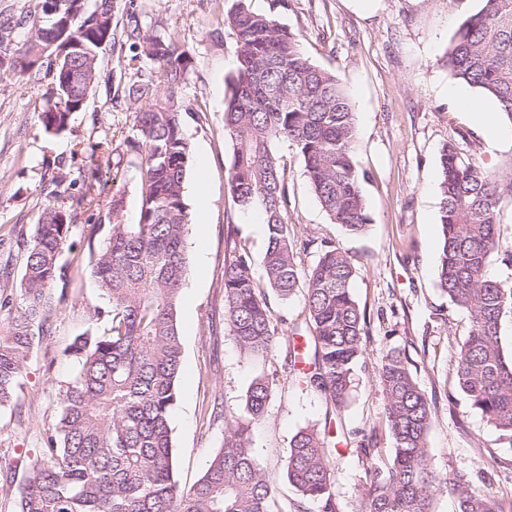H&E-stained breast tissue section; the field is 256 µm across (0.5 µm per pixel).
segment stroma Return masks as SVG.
Instances as JSON below:
<instances>
[{"label": "stroma", "instance_id": "stroma-1", "mask_svg": "<svg viewBox=\"0 0 512 512\" xmlns=\"http://www.w3.org/2000/svg\"><path fill=\"white\" fill-rule=\"evenodd\" d=\"M234 0H114L115 38L99 56L104 82L90 91L82 111L62 131H48L37 111L55 97V86L32 72L0 73V294L18 295L22 241L30 239L49 204L50 180L66 172L79 194L93 175L99 193L78 209L61 261L68 264V298L36 340L19 381L14 404L0 410V512H16L4 485L21 482L35 451L56 421L59 393L73 367L65 350L84 332H100L104 306L89 270L74 265L86 249L88 225L106 220L113 196H121L122 222L140 216L138 154L126 139L133 109L121 92L133 79L127 63L143 39L176 34L190 58L179 97L182 130L191 148L184 184L188 209L205 192L206 221L190 224L187 271L177 310L183 371L170 426L180 487L190 488L224 443L225 425L245 413L247 390L260 374L276 385L263 417L251 427V451L283 508L296 493L285 479L289 442L301 428L323 427L327 405L302 389L289 368L288 345L302 324L300 298H271L279 319L275 350L264 358L240 349L224 327V258L234 247L252 254L255 280H262L266 232L255 210L234 205L229 173L233 146L224 136L228 81L236 68V38L224 15ZM255 13L274 15L301 37L305 54L345 86L357 116L355 159L364 172L362 192L372 222L358 236L330 223L318 204L300 157L289 144L275 150L285 166L288 222L298 260L308 268L323 243L346 253L356 275L353 294L366 313L363 355L341 422L348 435L332 460L337 512H359L366 469L389 467L393 440L379 379L382 358L406 356L434 411L428 449L436 470L512 504V443L499 439L457 387L452 354L466 339L470 321L437 286L440 243L438 172L446 144L477 169L512 176V126L498 141L485 139L477 120L456 106L449 89L474 95L445 64L448 45L479 0H246ZM373 437L372 459L358 456L359 436Z\"/></svg>", "mask_w": 512, "mask_h": 512}]
</instances>
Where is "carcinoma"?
<instances>
[{"label": "carcinoma", "instance_id": "1", "mask_svg": "<svg viewBox=\"0 0 512 512\" xmlns=\"http://www.w3.org/2000/svg\"><path fill=\"white\" fill-rule=\"evenodd\" d=\"M480 2L457 29L445 63L456 79L494 100L512 123V0ZM45 3L38 0L25 20L0 17V68L26 74L46 66L57 101L44 106L39 118L45 129L60 130L98 83L99 52L114 36L113 0H94L91 9L86 0H55L54 15ZM224 23L237 45L224 109V131L233 144L231 194L242 209L260 208L267 226L265 287L252 277L249 251L224 259V324L242 350L264 357L278 339L269 295L301 297L314 351L294 353L307 365L297 372L298 382L323 395L338 418L363 355L365 315L351 288L355 269L334 245L324 246L311 268L300 267L288 227L285 169L274 146L296 149L330 223L360 235L372 219L355 161L356 114L339 79L311 62L299 35L274 16L236 0ZM25 25L26 38L14 40L15 29ZM72 36L82 48L70 60ZM143 56L157 65L161 86L140 78L127 92L135 105L127 146L142 156L140 217L123 223V200L114 197L102 246L93 243L102 225L90 230L78 264L89 268L107 300L93 315L107 317L109 325L77 337L66 350L75 370L32 475L15 491L18 512H272L273 490L250 450L251 423L263 416L274 391L266 375L249 386L245 415L227 424L224 444L200 479L182 489L175 478L169 414L183 357L176 317L186 272L184 183L191 158L177 94L190 56L172 37L146 39L131 57L138 73ZM438 188L437 283L471 323L454 352L458 387L499 437L512 442V359L505 358L500 341L502 319L512 313V281L485 274L506 225L500 201L512 195V178L478 171L449 143L440 154ZM72 226L67 210L47 206L24 245L20 306L0 297V312L10 316L0 336V408L11 402L36 337L65 301L55 287L65 277L60 256ZM379 376L394 452L387 471L368 468L360 512H434L433 501L443 493L456 501L458 512H505L484 491L433 467L427 437L434 412L407 358L386 354ZM337 451L333 437L315 426L291 438L285 473L298 496L294 512H302L305 502L319 512H336Z\"/></svg>", "mask_w": 512, "mask_h": 512}]
</instances>
